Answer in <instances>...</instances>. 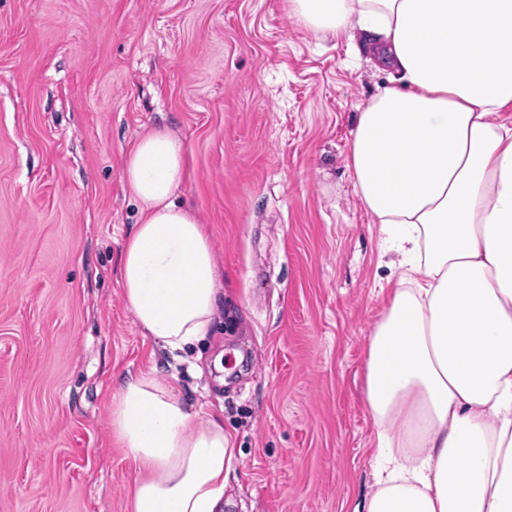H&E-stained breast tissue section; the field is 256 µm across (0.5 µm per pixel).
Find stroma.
<instances>
[{"label": "stroma", "mask_w": 512, "mask_h": 512, "mask_svg": "<svg viewBox=\"0 0 512 512\" xmlns=\"http://www.w3.org/2000/svg\"><path fill=\"white\" fill-rule=\"evenodd\" d=\"M389 77L285 0H0V512H132L109 408L149 370L223 416L224 512H353L374 490L366 349L400 269L348 154ZM151 129L182 140L175 200L224 274L195 371L118 281L124 160Z\"/></svg>", "instance_id": "stroma-1"}]
</instances>
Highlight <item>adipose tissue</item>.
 <instances>
[{"mask_svg":"<svg viewBox=\"0 0 512 512\" xmlns=\"http://www.w3.org/2000/svg\"><path fill=\"white\" fill-rule=\"evenodd\" d=\"M298 24L359 40L390 69L349 144L353 189L402 273L369 337L375 489L355 512H512V0H286ZM182 143L124 162L139 219L119 262L143 335L173 356L208 336L221 276L206 225L175 202ZM141 471L132 512H223L236 451L153 373L112 399Z\"/></svg>","mask_w":512,"mask_h":512,"instance_id":"1","label":"adipose tissue"}]
</instances>
